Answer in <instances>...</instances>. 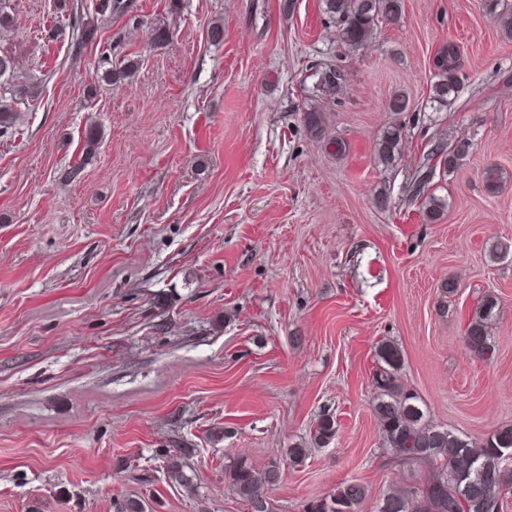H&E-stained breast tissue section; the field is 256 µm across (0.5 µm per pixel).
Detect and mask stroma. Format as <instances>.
I'll return each instance as SVG.
<instances>
[{
	"label": "stroma",
	"mask_w": 512,
	"mask_h": 512,
	"mask_svg": "<svg viewBox=\"0 0 512 512\" xmlns=\"http://www.w3.org/2000/svg\"><path fill=\"white\" fill-rule=\"evenodd\" d=\"M123 3L0 0V55L18 67L0 137V512H115L131 497L248 512L226 466L262 469L296 445L308 454L284 464L273 512L350 481L376 512L428 476L382 451L384 341L434 424L473 442L512 426V254L491 257L512 241V35L486 0H401L354 51L321 0ZM449 42L461 83L442 106L433 61ZM107 52L132 74L104 81ZM316 62L341 68L336 97L315 96ZM392 126L386 167L376 142ZM462 141L456 169L431 165L435 145ZM426 170L445 201L432 223L412 188ZM488 293L495 353L481 360L463 332ZM325 412L336 436L320 448ZM168 448L187 449L192 489L167 480ZM401 139L400 129L391 127L383 132L377 142V155L381 163L391 164L398 154Z\"/></svg>",
	"instance_id": "35a3bbf8"
}]
</instances>
